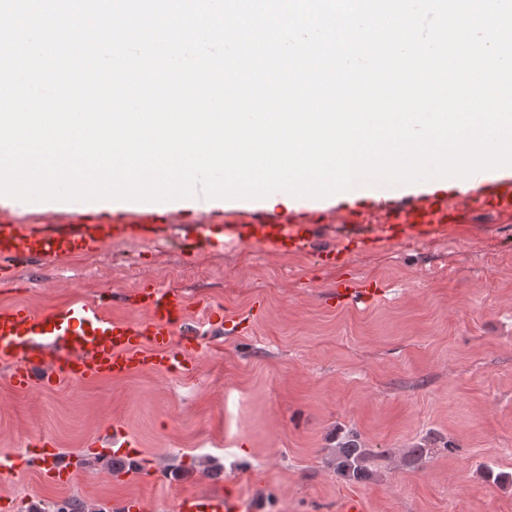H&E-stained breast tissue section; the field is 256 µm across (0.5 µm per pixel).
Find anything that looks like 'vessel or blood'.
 I'll return each mask as SVG.
<instances>
[{
    "mask_svg": "<svg viewBox=\"0 0 512 512\" xmlns=\"http://www.w3.org/2000/svg\"><path fill=\"white\" fill-rule=\"evenodd\" d=\"M469 190L442 198L396 196L380 205L383 216L372 243L401 238L412 243L447 237L454 231L460 206L504 222L512 219V173L471 175ZM180 226L182 251L194 256L224 245H256L287 255L302 251L320 235L323 226L305 215L280 220L243 204L234 212L174 215L154 206L130 210L91 211L75 207L48 211L44 223L0 209V274L11 273L16 262H59L96 251L112 242L128 239L166 238ZM363 235L346 237L342 248L319 250L322 263L333 265L345 252L358 248ZM380 289L346 280L337 284L333 296L344 304L380 296ZM146 320L112 317L99 299L78 300L48 313L23 305L0 307V370L17 392L51 389L63 382H83L104 377H122L136 371L188 376L198 369L193 357L203 347L199 329L185 321L184 299L178 292L145 281L132 294ZM34 451L25 458H1L0 470H36L48 478L67 482L71 467L61 461L54 443L41 437L32 442ZM125 433L104 431L90 445V453L113 451L124 455ZM177 512H252L250 503L234 489L221 494L187 496Z\"/></svg>",
    "mask_w": 512,
    "mask_h": 512,
    "instance_id": "vessel-or-blood-1",
    "label": "vessel or blood"
}]
</instances>
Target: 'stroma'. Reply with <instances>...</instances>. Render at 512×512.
<instances>
[{"mask_svg":"<svg viewBox=\"0 0 512 512\" xmlns=\"http://www.w3.org/2000/svg\"><path fill=\"white\" fill-rule=\"evenodd\" d=\"M457 221L448 238L369 245L336 265L256 246L190 259L136 240L18 264L0 277V306L98 298L139 320L131 294L151 280L180 292L189 317L216 305L246 328L214 331L189 377L140 371L34 393L0 378V455L46 435L75 466L66 486L0 475V496L14 512L72 497L90 512L127 497L176 512L178 496L232 481L257 512H337L348 495L367 512H512V222ZM348 278L381 297L336 305ZM113 426L132 448L119 477L83 454ZM350 439L375 453L357 479L336 471Z\"/></svg>","mask_w":512,"mask_h":512,"instance_id":"stroma-1","label":"stroma"}]
</instances>
